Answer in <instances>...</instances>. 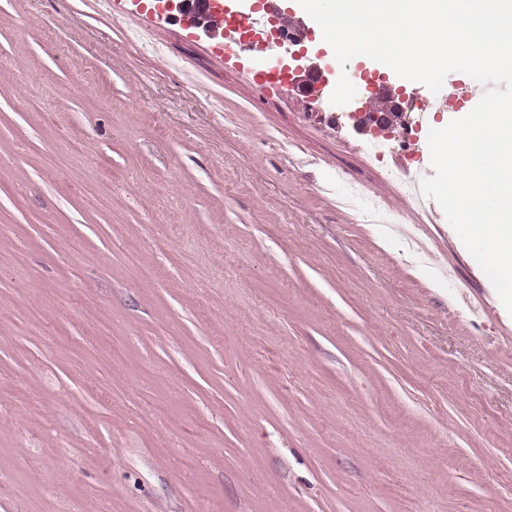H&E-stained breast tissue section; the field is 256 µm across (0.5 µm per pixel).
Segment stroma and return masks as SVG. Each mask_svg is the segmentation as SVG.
Wrapping results in <instances>:
<instances>
[{"instance_id": "stroma-1", "label": "stroma", "mask_w": 512, "mask_h": 512, "mask_svg": "<svg viewBox=\"0 0 512 512\" xmlns=\"http://www.w3.org/2000/svg\"><path fill=\"white\" fill-rule=\"evenodd\" d=\"M138 8L0 0V512H512V314L440 206L424 255L336 179L419 221L401 119L371 164L180 13L142 51ZM366 68L440 128L485 91ZM410 159L411 162L407 160L398 168L388 169L386 174L405 195L421 203L423 202V195L420 192L419 185L424 170L420 159H415L413 154L410 155Z\"/></svg>"}]
</instances>
